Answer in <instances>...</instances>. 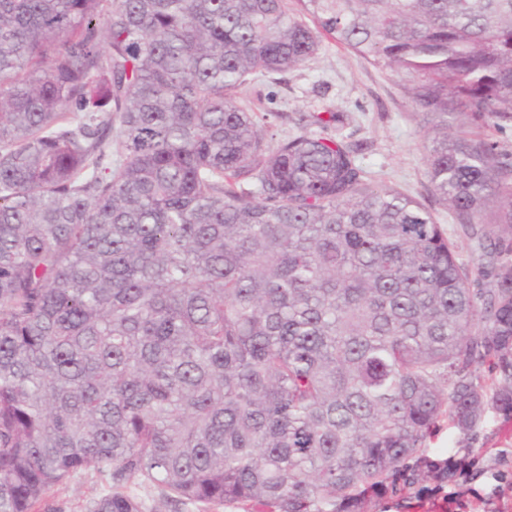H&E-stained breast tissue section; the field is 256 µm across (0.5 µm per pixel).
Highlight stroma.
<instances>
[{
	"instance_id": "stroma-1",
	"label": "stroma",
	"mask_w": 512,
	"mask_h": 512,
	"mask_svg": "<svg viewBox=\"0 0 512 512\" xmlns=\"http://www.w3.org/2000/svg\"><path fill=\"white\" fill-rule=\"evenodd\" d=\"M251 112H275L278 140L308 132V116L339 113L333 136L357 147V162L370 185L397 189L423 204L436 223L453 230L454 214L433 195L426 175L429 117L418 111L401 76L373 67L322 37L318 52L298 69L272 78L248 79L237 92ZM447 422L428 442L430 460L449 467L436 472H407L396 491L372 499L369 512H512V417L489 415L469 445L459 448ZM112 484L92 470L56 487L40 512H88L93 500ZM142 512H243L237 505L205 508L199 503L171 506L161 487H130Z\"/></svg>"
}]
</instances>
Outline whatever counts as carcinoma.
Here are the masks:
<instances>
[{"instance_id": "cac0c4a2", "label": "carcinoma", "mask_w": 512, "mask_h": 512, "mask_svg": "<svg viewBox=\"0 0 512 512\" xmlns=\"http://www.w3.org/2000/svg\"><path fill=\"white\" fill-rule=\"evenodd\" d=\"M298 2L0 0V512L85 470L89 512H367L440 420L512 417V0ZM322 32L440 118L469 261L344 142L272 147L238 104ZM127 491L141 502L142 512H243L237 505L213 507L206 511L208 509L204 505L190 502L174 508L167 502L162 488L156 485L131 486Z\"/></svg>"}]
</instances>
